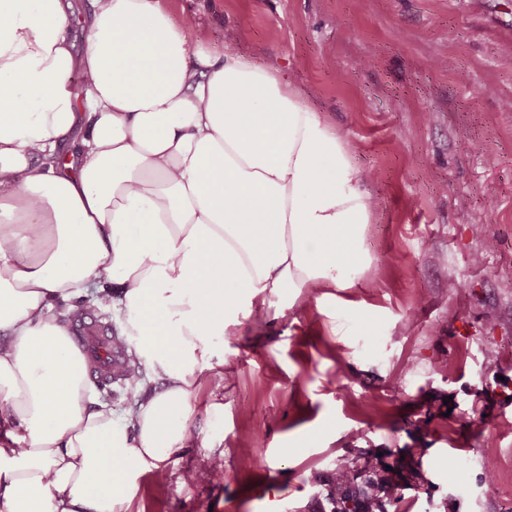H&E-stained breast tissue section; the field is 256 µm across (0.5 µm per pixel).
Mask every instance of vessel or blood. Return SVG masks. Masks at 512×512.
<instances>
[{
  "label": "vessel or blood",
  "instance_id": "vessel-or-blood-1",
  "mask_svg": "<svg viewBox=\"0 0 512 512\" xmlns=\"http://www.w3.org/2000/svg\"><path fill=\"white\" fill-rule=\"evenodd\" d=\"M71 339L87 360L91 379H111L124 363V353L112 345V327L95 312H87L71 320Z\"/></svg>",
  "mask_w": 512,
  "mask_h": 512
}]
</instances>
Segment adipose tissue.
I'll return each instance as SVG.
<instances>
[{
	"label": "adipose tissue",
	"instance_id": "ef3b65f1",
	"mask_svg": "<svg viewBox=\"0 0 512 512\" xmlns=\"http://www.w3.org/2000/svg\"><path fill=\"white\" fill-rule=\"evenodd\" d=\"M0 0V512H130L191 436L218 339L362 271L371 200L283 75L160 0ZM99 293L155 388L101 404L54 316ZM75 5L76 19L71 27L70 36L75 44L77 52H82L85 48V31L82 28L81 20L90 10V0H72Z\"/></svg>",
	"mask_w": 512,
	"mask_h": 512
}]
</instances>
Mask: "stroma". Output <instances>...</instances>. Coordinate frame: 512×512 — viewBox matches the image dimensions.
I'll use <instances>...</instances> for the list:
<instances>
[{
	"mask_svg": "<svg viewBox=\"0 0 512 512\" xmlns=\"http://www.w3.org/2000/svg\"><path fill=\"white\" fill-rule=\"evenodd\" d=\"M161 5L346 130L376 206L358 287L219 343L224 376L137 512H319L338 464L376 456L400 512H512V0Z\"/></svg>",
	"mask_w": 512,
	"mask_h": 512,
	"instance_id": "obj_1",
	"label": "stroma"
}]
</instances>
